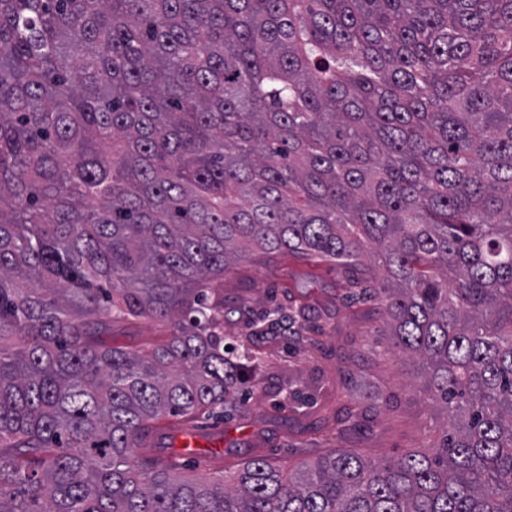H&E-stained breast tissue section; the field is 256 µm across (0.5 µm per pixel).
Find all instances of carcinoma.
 Returning <instances> with one entry per match:
<instances>
[{"label": "carcinoma", "instance_id": "1", "mask_svg": "<svg viewBox=\"0 0 512 512\" xmlns=\"http://www.w3.org/2000/svg\"><path fill=\"white\" fill-rule=\"evenodd\" d=\"M282 251L378 260L435 451L153 455L249 410L224 273ZM0 512H512V0H0ZM168 334L161 325L149 320H137L113 326L109 341L115 346L138 349L156 343Z\"/></svg>", "mask_w": 512, "mask_h": 512}]
</instances>
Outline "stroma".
Segmentation results:
<instances>
[{"label":"stroma","mask_w":512,"mask_h":512,"mask_svg":"<svg viewBox=\"0 0 512 512\" xmlns=\"http://www.w3.org/2000/svg\"><path fill=\"white\" fill-rule=\"evenodd\" d=\"M375 276L367 262L336 265L288 253L261 254L232 268L224 277L226 337L247 341L253 313L279 304L309 306L311 320L258 341L262 366L249 413L191 421L200 452L183 456V464L211 477L250 456L292 467L337 448L381 460L439 444L447 416L416 378L413 360L380 336L378 303L348 299L375 287ZM166 334L161 325L137 320L113 326L110 341L138 349ZM287 389L309 395L310 404L285 401ZM212 438L233 446L222 458L205 456Z\"/></svg>","instance_id":"1"}]
</instances>
